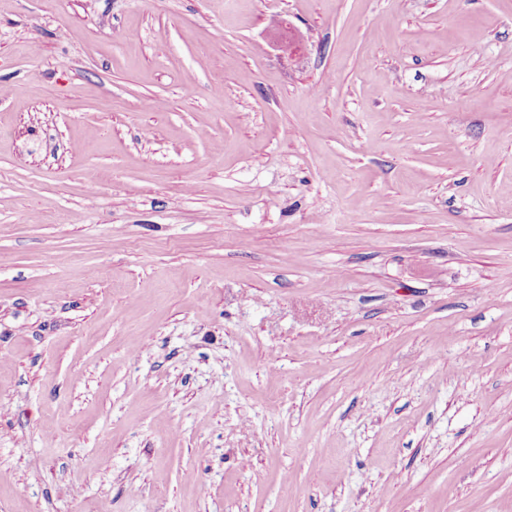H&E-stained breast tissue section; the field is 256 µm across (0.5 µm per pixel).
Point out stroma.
Segmentation results:
<instances>
[{
	"label": "stroma",
	"instance_id": "obj_1",
	"mask_svg": "<svg viewBox=\"0 0 512 512\" xmlns=\"http://www.w3.org/2000/svg\"><path fill=\"white\" fill-rule=\"evenodd\" d=\"M106 502L512 512V0H0V512Z\"/></svg>",
	"mask_w": 512,
	"mask_h": 512
}]
</instances>
